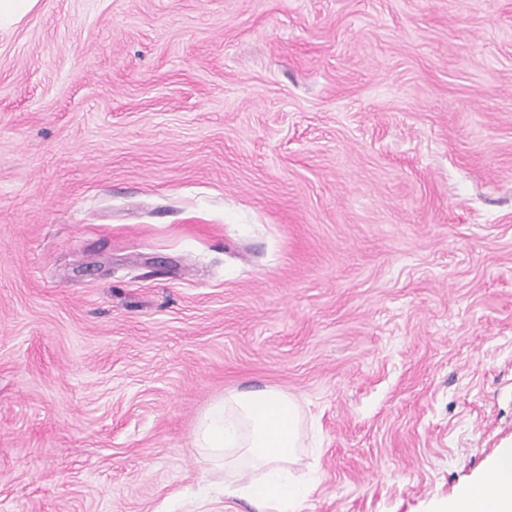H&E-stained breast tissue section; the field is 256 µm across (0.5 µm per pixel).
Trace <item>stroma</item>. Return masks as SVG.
<instances>
[{
  "instance_id": "obj_1",
  "label": "stroma",
  "mask_w": 512,
  "mask_h": 512,
  "mask_svg": "<svg viewBox=\"0 0 512 512\" xmlns=\"http://www.w3.org/2000/svg\"><path fill=\"white\" fill-rule=\"evenodd\" d=\"M277 388L301 512L512 444V0H38L0 26V512H254L195 429Z\"/></svg>"
}]
</instances>
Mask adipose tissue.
<instances>
[{
  "label": "adipose tissue",
  "instance_id": "obj_1",
  "mask_svg": "<svg viewBox=\"0 0 512 512\" xmlns=\"http://www.w3.org/2000/svg\"><path fill=\"white\" fill-rule=\"evenodd\" d=\"M439 512H512V448L493 459L489 479L460 489Z\"/></svg>",
  "mask_w": 512,
  "mask_h": 512
}]
</instances>
